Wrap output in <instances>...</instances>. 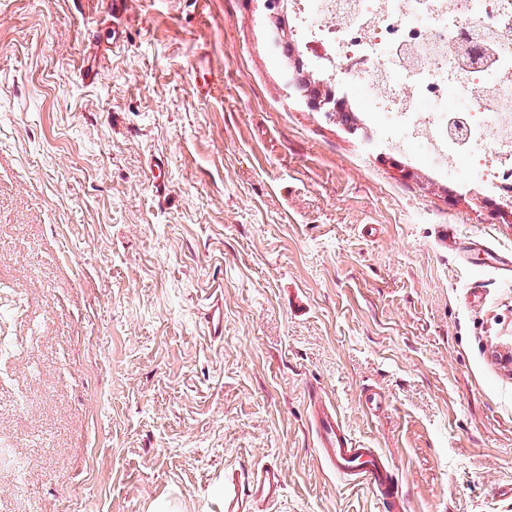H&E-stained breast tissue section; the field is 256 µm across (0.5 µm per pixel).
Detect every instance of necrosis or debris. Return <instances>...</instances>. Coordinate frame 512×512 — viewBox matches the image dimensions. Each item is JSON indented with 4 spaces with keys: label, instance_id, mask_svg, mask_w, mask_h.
I'll list each match as a JSON object with an SVG mask.
<instances>
[{
    "label": "necrosis or debris",
    "instance_id": "4bbe7bcc",
    "mask_svg": "<svg viewBox=\"0 0 512 512\" xmlns=\"http://www.w3.org/2000/svg\"><path fill=\"white\" fill-rule=\"evenodd\" d=\"M305 58L359 111L376 142L423 144L512 196V0H292Z\"/></svg>",
    "mask_w": 512,
    "mask_h": 512
}]
</instances>
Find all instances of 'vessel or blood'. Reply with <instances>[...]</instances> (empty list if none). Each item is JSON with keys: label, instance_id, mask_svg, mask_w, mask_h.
<instances>
[{"label": "vessel or blood", "instance_id": "b4317fda", "mask_svg": "<svg viewBox=\"0 0 512 512\" xmlns=\"http://www.w3.org/2000/svg\"><path fill=\"white\" fill-rule=\"evenodd\" d=\"M310 421L323 461L337 475L362 485L382 499L388 512H407V501L386 455L357 443L335 408L310 397ZM283 474L272 464H241L224 473V512H244L247 505L279 497Z\"/></svg>", "mask_w": 512, "mask_h": 512}]
</instances>
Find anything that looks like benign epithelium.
I'll use <instances>...</instances> for the list:
<instances>
[{
    "label": "benign epithelium",
    "instance_id": "1",
    "mask_svg": "<svg viewBox=\"0 0 512 512\" xmlns=\"http://www.w3.org/2000/svg\"><path fill=\"white\" fill-rule=\"evenodd\" d=\"M263 8L288 90L312 112L340 113L341 103L326 94L331 79L325 77L314 83L311 74L302 70L303 62L289 30L288 0H263Z\"/></svg>",
    "mask_w": 512,
    "mask_h": 512
}]
</instances>
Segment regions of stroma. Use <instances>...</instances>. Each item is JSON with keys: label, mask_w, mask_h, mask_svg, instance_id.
<instances>
[{"label": "stroma", "mask_w": 512, "mask_h": 512, "mask_svg": "<svg viewBox=\"0 0 512 512\" xmlns=\"http://www.w3.org/2000/svg\"><path fill=\"white\" fill-rule=\"evenodd\" d=\"M466 178L288 97L252 0H0V512H221L241 463L254 512H384L311 387L408 512H512V281L466 251L512 223ZM208 334L211 337L219 338L224 332V310L221 296H216L212 301L205 316ZM309 397L311 427L323 461L337 475L371 490L389 512H406L407 501L386 455L377 448L359 445L333 406L314 393ZM283 474L272 464H240L224 472L221 489L225 512H241L250 503L270 502L279 497Z\"/></svg>", "instance_id": "obj_1"}]
</instances>
